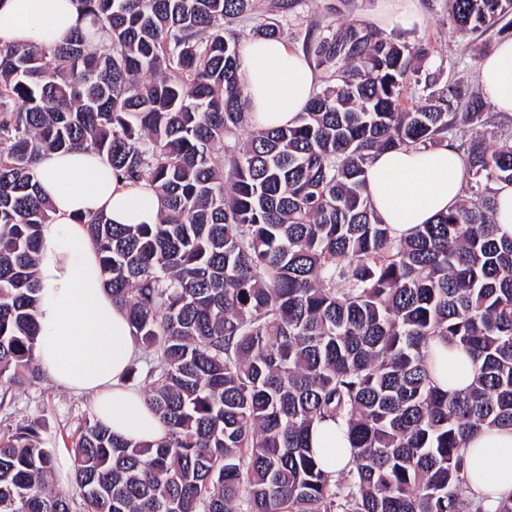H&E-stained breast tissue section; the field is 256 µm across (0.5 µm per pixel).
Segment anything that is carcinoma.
<instances>
[{
  "mask_svg": "<svg viewBox=\"0 0 512 512\" xmlns=\"http://www.w3.org/2000/svg\"><path fill=\"white\" fill-rule=\"evenodd\" d=\"M79 2L95 33L0 46V382L40 379L52 206L38 161L91 149L161 199L156 224H85L112 301L157 356L144 398L167 433L134 443L81 425L78 503L49 486L38 422L0 434V512H482L462 497L461 450L512 426V241L496 238L512 130L467 140L460 203L397 238L367 194L372 155L495 124L467 86L420 76L423 44L355 23L312 34L323 87L292 125L241 145L250 114L224 21L253 0ZM511 19L512 0H448L459 31ZM435 338L478 365L467 392L434 384ZM323 420L351 448L334 475L310 448Z\"/></svg>",
  "mask_w": 512,
  "mask_h": 512,
  "instance_id": "obj_1",
  "label": "carcinoma"
}]
</instances>
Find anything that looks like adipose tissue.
Instances as JSON below:
<instances>
[{
  "label": "adipose tissue",
  "instance_id": "obj_1",
  "mask_svg": "<svg viewBox=\"0 0 512 512\" xmlns=\"http://www.w3.org/2000/svg\"><path fill=\"white\" fill-rule=\"evenodd\" d=\"M78 0H0V45L52 46L91 31ZM248 110L261 128L290 124L314 91L305 57L279 40L246 42L240 53ZM483 91L498 111L512 114V38L498 41L479 66ZM41 190L52 204L37 266L41 286L35 358L42 378L92 399L96 421L133 442L166 433L163 421L127 381L137 351L124 311L104 285L99 255L82 220L104 215L115 224L157 223L161 202L148 180H118L89 150L54 151L37 165ZM465 160L455 146L400 148L376 153L367 167L370 199L395 235H408L462 198ZM437 384L466 391L477 366L460 346L431 340ZM311 446L323 467L336 472L351 458L343 427L314 424ZM463 467L484 512L512 497V426L488 427L469 439Z\"/></svg>",
  "mask_w": 512,
  "mask_h": 512
}]
</instances>
